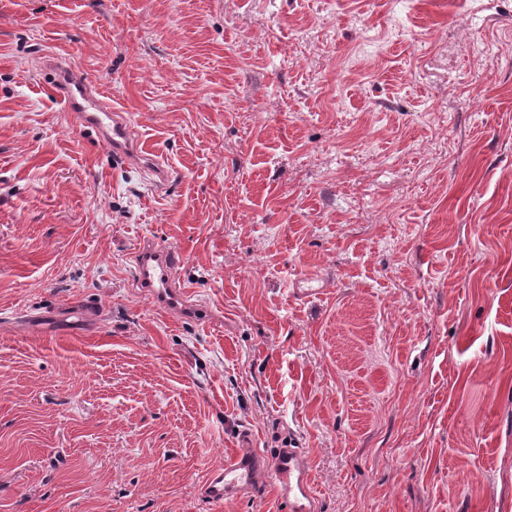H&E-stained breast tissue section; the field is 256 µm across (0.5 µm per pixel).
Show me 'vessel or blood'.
<instances>
[{"label":"vessel or blood","instance_id":"obj_1","mask_svg":"<svg viewBox=\"0 0 512 512\" xmlns=\"http://www.w3.org/2000/svg\"><path fill=\"white\" fill-rule=\"evenodd\" d=\"M56 92L69 111L78 114L82 125L106 143L116 156H124L130 129L124 113L98 96L91 81L77 68H60L54 78ZM180 264L170 249L151 248L139 252L135 265L136 283L160 306L176 309L183 292L175 282ZM271 476L288 512H317L316 498L308 480L305 459L299 449L281 448L271 458L256 452H240L211 471L203 486L205 498H224L259 491L260 471Z\"/></svg>","mask_w":512,"mask_h":512}]
</instances>
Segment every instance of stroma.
<instances>
[{"mask_svg":"<svg viewBox=\"0 0 512 512\" xmlns=\"http://www.w3.org/2000/svg\"><path fill=\"white\" fill-rule=\"evenodd\" d=\"M286 444L319 512H512V0H0V512H285L201 488ZM56 92L70 112H77L88 131L106 143L119 158H125L130 129L124 113L98 97L91 81L77 68H57ZM136 283L164 308L174 310L183 290L177 288L175 269L180 265L178 254L170 249L151 248L137 253Z\"/></svg>","mask_w":512,"mask_h":512,"instance_id":"35a3bbf8","label":"stroma"}]
</instances>
